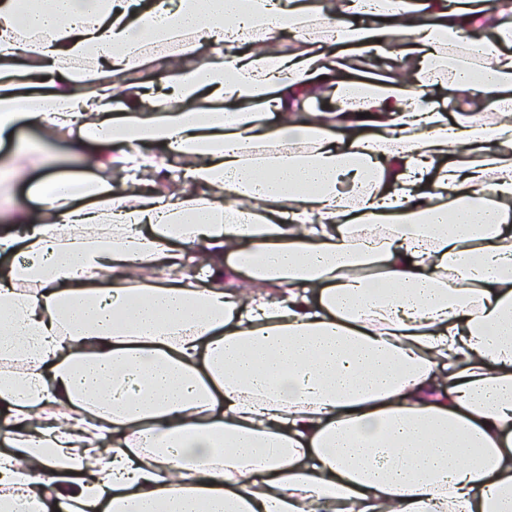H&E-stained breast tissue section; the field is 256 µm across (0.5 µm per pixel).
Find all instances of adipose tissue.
<instances>
[{
  "mask_svg": "<svg viewBox=\"0 0 512 512\" xmlns=\"http://www.w3.org/2000/svg\"><path fill=\"white\" fill-rule=\"evenodd\" d=\"M351 46L412 84L338 71ZM491 109L512 0H0V142L93 147L35 221L7 191L52 156L0 159V512H512Z\"/></svg>",
  "mask_w": 512,
  "mask_h": 512,
  "instance_id": "1",
  "label": "adipose tissue"
}]
</instances>
